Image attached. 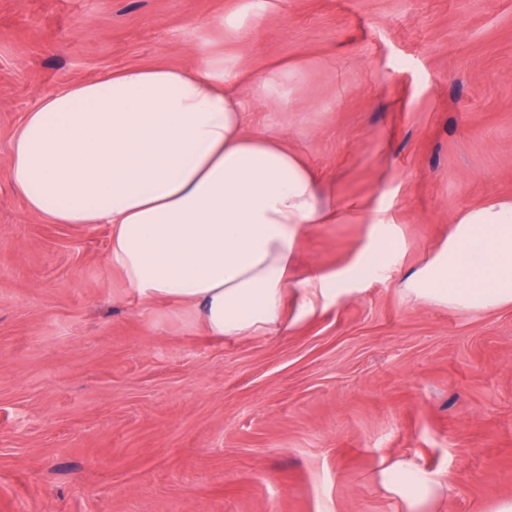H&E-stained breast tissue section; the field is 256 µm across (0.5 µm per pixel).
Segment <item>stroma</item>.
<instances>
[{"instance_id":"1","label":"stroma","mask_w":512,"mask_h":512,"mask_svg":"<svg viewBox=\"0 0 512 512\" xmlns=\"http://www.w3.org/2000/svg\"><path fill=\"white\" fill-rule=\"evenodd\" d=\"M233 0H0V169L44 95L104 72L298 64L256 104L340 197L382 211L395 265L280 334L216 340L143 312L105 224H53L0 176V512H409L386 471L437 474L422 512L512 498V306L397 287L452 217L512 199V0H275L243 43ZM371 225L313 224L302 267L341 270Z\"/></svg>"}]
</instances>
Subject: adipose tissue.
I'll return each mask as SVG.
<instances>
[{
  "instance_id": "adipose-tissue-1",
  "label": "adipose tissue",
  "mask_w": 512,
  "mask_h": 512,
  "mask_svg": "<svg viewBox=\"0 0 512 512\" xmlns=\"http://www.w3.org/2000/svg\"><path fill=\"white\" fill-rule=\"evenodd\" d=\"M271 0H239L220 21L244 41ZM296 74L244 69L202 44L189 69L131 67L43 97L14 133L0 176L26 208L57 224H106L110 258L145 310L186 309L204 335L282 331L289 291L300 313L351 293L391 264L396 242L370 213V243L341 271L297 275L303 231L356 210L288 142L253 126L254 102L286 111ZM249 95H241L240 85ZM403 294L438 307L484 312L512 305V201L490 199L451 221L447 241L405 274ZM411 512L440 481L414 460L391 467Z\"/></svg>"
}]
</instances>
